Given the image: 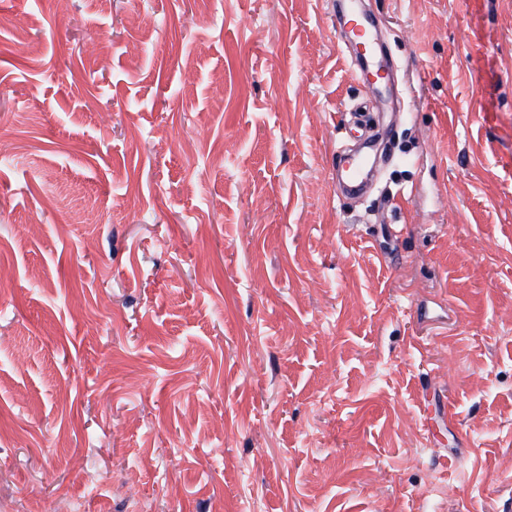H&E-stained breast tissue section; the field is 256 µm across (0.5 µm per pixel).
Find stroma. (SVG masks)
<instances>
[{
  "label": "stroma",
  "instance_id": "stroma-1",
  "mask_svg": "<svg viewBox=\"0 0 512 512\" xmlns=\"http://www.w3.org/2000/svg\"><path fill=\"white\" fill-rule=\"evenodd\" d=\"M365 2L0 0V512H512V0ZM336 21L344 35L349 33V41L352 46L355 47L358 43L362 44L367 54V62L373 63L372 54H370V52L374 48V39L367 22L362 17H358L351 6L345 10H336Z\"/></svg>",
  "mask_w": 512,
  "mask_h": 512
}]
</instances>
